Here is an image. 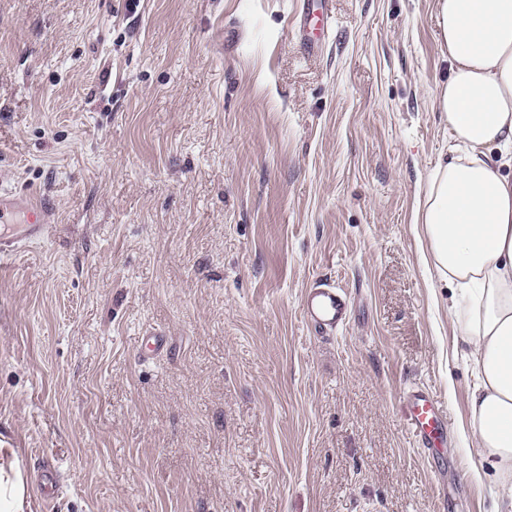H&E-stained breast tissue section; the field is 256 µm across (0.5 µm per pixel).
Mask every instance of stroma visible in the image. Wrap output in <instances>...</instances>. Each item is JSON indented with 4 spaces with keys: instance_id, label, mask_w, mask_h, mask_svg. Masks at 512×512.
Listing matches in <instances>:
<instances>
[{
    "instance_id": "1",
    "label": "stroma",
    "mask_w": 512,
    "mask_h": 512,
    "mask_svg": "<svg viewBox=\"0 0 512 512\" xmlns=\"http://www.w3.org/2000/svg\"><path fill=\"white\" fill-rule=\"evenodd\" d=\"M0 0V446L28 512H491L471 370L415 222L452 144L435 0ZM345 290L320 337L304 292ZM165 346L144 356L141 340ZM448 412L454 506L401 396ZM331 0H299L298 36L310 51L318 50L331 36L335 23L327 4ZM315 27V33L312 32ZM47 206L40 199L11 191H0V256L19 253L25 247L43 242L49 237ZM16 213L24 214L25 224H7ZM8 228L7 233L4 232Z\"/></svg>"
}]
</instances>
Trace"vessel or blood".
Listing matches in <instances>:
<instances>
[{
    "instance_id": "vessel-or-blood-1",
    "label": "vessel or blood",
    "mask_w": 512,
    "mask_h": 512,
    "mask_svg": "<svg viewBox=\"0 0 512 512\" xmlns=\"http://www.w3.org/2000/svg\"><path fill=\"white\" fill-rule=\"evenodd\" d=\"M329 0H299L298 36L309 50H318L331 36L335 23ZM48 208L40 199L0 191V256L19 253L43 242L50 233ZM304 320L318 333L330 334L346 328L351 300L341 289L320 284L310 288L302 300ZM407 430L415 446L427 459L443 455L448 446V417L438 397L427 387L416 386L403 395Z\"/></svg>"
}]
</instances>
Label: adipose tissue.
I'll return each instance as SVG.
<instances>
[{
	"mask_svg": "<svg viewBox=\"0 0 512 512\" xmlns=\"http://www.w3.org/2000/svg\"><path fill=\"white\" fill-rule=\"evenodd\" d=\"M435 20L450 61L435 105L454 144L416 221L451 292L455 351L476 374L468 429L481 463L470 476L512 512V0H436ZM26 497L17 449L0 448V512H24Z\"/></svg>",
	"mask_w": 512,
	"mask_h": 512,
	"instance_id": "ef3b65f1",
	"label": "adipose tissue"
}]
</instances>
